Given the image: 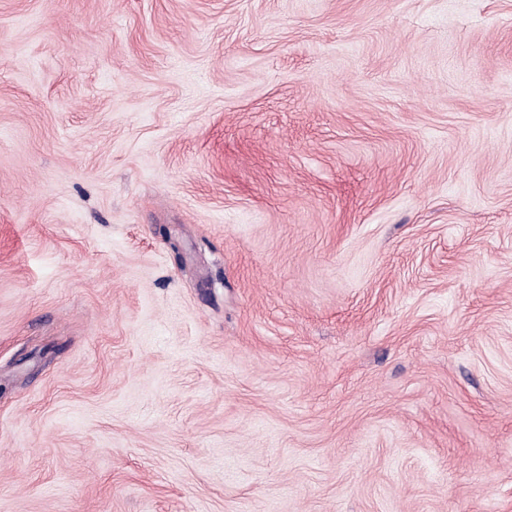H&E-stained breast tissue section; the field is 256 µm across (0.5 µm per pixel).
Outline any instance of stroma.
Listing matches in <instances>:
<instances>
[{"label":"stroma","instance_id":"35a3bbf8","mask_svg":"<svg viewBox=\"0 0 512 512\" xmlns=\"http://www.w3.org/2000/svg\"><path fill=\"white\" fill-rule=\"evenodd\" d=\"M0 512H512V0H0Z\"/></svg>","mask_w":512,"mask_h":512}]
</instances>
